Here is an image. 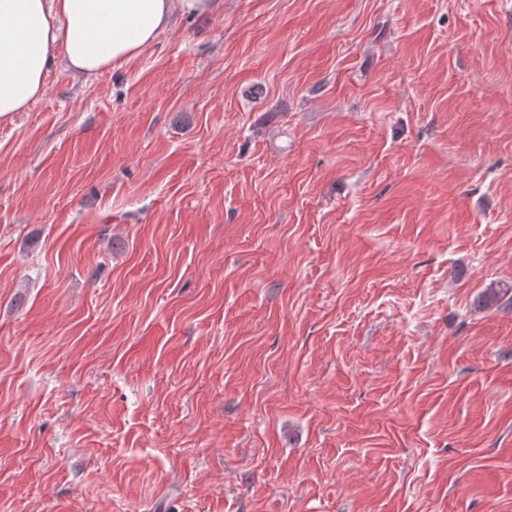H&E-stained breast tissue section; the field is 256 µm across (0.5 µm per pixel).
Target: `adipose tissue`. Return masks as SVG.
I'll return each instance as SVG.
<instances>
[{"mask_svg":"<svg viewBox=\"0 0 512 512\" xmlns=\"http://www.w3.org/2000/svg\"><path fill=\"white\" fill-rule=\"evenodd\" d=\"M224 0H0V122L27 111L62 67L95 76L140 56L176 16Z\"/></svg>","mask_w":512,"mask_h":512,"instance_id":"1","label":"adipose tissue"}]
</instances>
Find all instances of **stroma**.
Segmentation results:
<instances>
[{
  "label": "stroma",
  "mask_w": 512,
  "mask_h": 512,
  "mask_svg": "<svg viewBox=\"0 0 512 512\" xmlns=\"http://www.w3.org/2000/svg\"><path fill=\"white\" fill-rule=\"evenodd\" d=\"M0 123V512H512V0H224Z\"/></svg>",
  "instance_id": "35a3bbf8"
}]
</instances>
